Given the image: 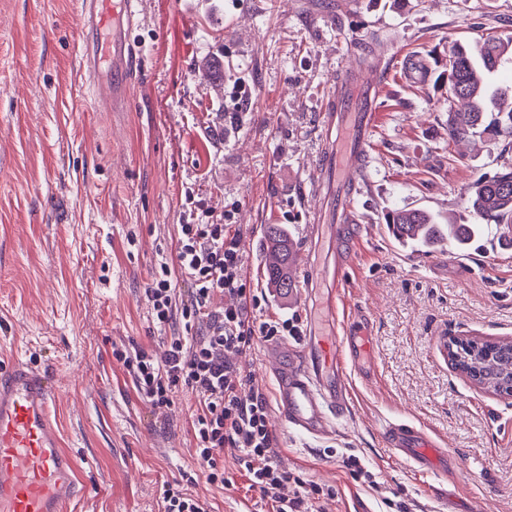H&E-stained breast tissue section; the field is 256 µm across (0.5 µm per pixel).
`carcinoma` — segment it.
I'll use <instances>...</instances> for the list:
<instances>
[{
    "instance_id": "obj_1",
    "label": "carcinoma",
    "mask_w": 512,
    "mask_h": 512,
    "mask_svg": "<svg viewBox=\"0 0 512 512\" xmlns=\"http://www.w3.org/2000/svg\"><path fill=\"white\" fill-rule=\"evenodd\" d=\"M512 56V37L487 41L477 46L454 43L448 49L446 78L448 101L471 100L467 112L448 113V139L458 141L470 137L503 139L512 144V109L485 112V104L498 105L505 93L488 87V74L499 61ZM468 203L476 214L495 224L512 228V165L486 180H479L468 190ZM393 234L425 248H441L451 242L459 250L467 248L483 235L481 224H440L428 211L420 208L395 210L388 218ZM266 253L270 259L265 267L267 283L281 295L293 291L290 268L296 244L277 224L265 231ZM512 374V340H501L492 355L481 365L482 385L498 392L502 378Z\"/></svg>"
}]
</instances>
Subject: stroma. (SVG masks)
I'll return each mask as SVG.
<instances>
[{"label":"stroma","instance_id":"35a3bbf8","mask_svg":"<svg viewBox=\"0 0 512 512\" xmlns=\"http://www.w3.org/2000/svg\"><path fill=\"white\" fill-rule=\"evenodd\" d=\"M78 0H0V367H44L56 387L65 446L87 498L74 512H160L179 483L213 512H266L224 451L229 487L206 481L194 452L196 399L173 393L155 411L112 355L161 350L145 288L174 262L183 224L230 219L263 319L305 314L322 289L312 268L333 249L330 207L314 162L324 107L360 59H382L380 119L354 194L361 236L345 279V314L367 320L368 372L349 368L351 407L335 438L300 435L270 414L283 468L326 488L318 512H512V397L475 385L449 363L450 336L512 338V249L489 224L466 250L398 242L386 218L423 208L442 224H475L477 180L512 163L503 143L448 141L446 88L421 80L452 40L512 36V0H140L139 76L125 112L97 111L82 92ZM217 59L224 77L200 76ZM297 248L295 288L265 280L266 225ZM275 398L264 342L230 355ZM423 428L468 461L447 490L395 457L384 420ZM364 458L376 487L343 467Z\"/></svg>","mask_w":512,"mask_h":512}]
</instances>
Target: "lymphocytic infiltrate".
<instances>
[{
	"mask_svg": "<svg viewBox=\"0 0 512 512\" xmlns=\"http://www.w3.org/2000/svg\"><path fill=\"white\" fill-rule=\"evenodd\" d=\"M240 234L231 224H183L179 227L175 264L156 268L145 294L152 320L162 331V353L141 347L120 350L116 359L132 373L138 392L155 410L169 409L176 389L195 395L198 412L193 421L195 454L210 483H224V451L237 449L239 469L249 486L258 490L272 512H312L323 495L318 486L280 467L278 443L268 422V401L262 389L225 357L254 345L257 340L302 333L297 317L258 319L261 301L248 287L238 261ZM194 285L190 303L177 305L173 271ZM217 293L236 297L234 305L211 309ZM185 326L205 321V333H173L175 320ZM295 492H288V485Z\"/></svg>",
	"mask_w": 512,
	"mask_h": 512,
	"instance_id": "f902f5d3",
	"label": "lymphocytic infiltrate"
}]
</instances>
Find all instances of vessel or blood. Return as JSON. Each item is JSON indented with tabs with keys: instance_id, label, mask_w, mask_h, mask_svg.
<instances>
[{
	"instance_id": "b4317fda",
	"label": "vessel or blood",
	"mask_w": 512,
	"mask_h": 512,
	"mask_svg": "<svg viewBox=\"0 0 512 512\" xmlns=\"http://www.w3.org/2000/svg\"><path fill=\"white\" fill-rule=\"evenodd\" d=\"M79 5L81 68L89 86L104 84L110 89L108 97L99 102L101 111H121L129 102L130 78L139 60L130 39L138 0H79ZM105 52L112 59L108 69L101 62ZM383 79L384 71L378 68L352 73L337 84L332 99L336 112L327 131L343 142L344 149L320 154L317 165L320 175L340 186L341 216L331 232L336 260L319 274L328 284L325 308L334 317L339 314L351 262L344 247L348 226L356 220L349 201L364 171ZM267 351L276 358L280 421L313 438L334 434L351 398L347 367L369 357L370 335L329 339L310 334L302 343H270ZM54 399L47 370L21 361L0 370V512H69L81 496L75 457L63 448L52 419ZM380 433L393 454L412 463L418 473L447 474L448 451L429 433L399 420L384 422Z\"/></svg>"
}]
</instances>
